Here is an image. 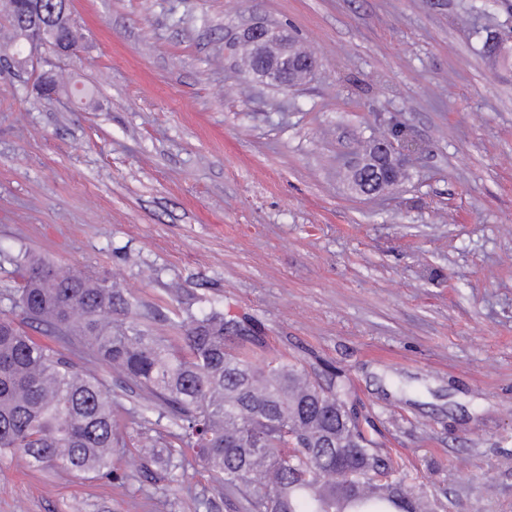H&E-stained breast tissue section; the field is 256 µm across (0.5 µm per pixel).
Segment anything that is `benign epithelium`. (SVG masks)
<instances>
[{"label": "benign epithelium", "mask_w": 512, "mask_h": 512, "mask_svg": "<svg viewBox=\"0 0 512 512\" xmlns=\"http://www.w3.org/2000/svg\"><path fill=\"white\" fill-rule=\"evenodd\" d=\"M14 10L18 12L19 25L15 44L22 50H12L9 59L23 66L36 58V51L43 45L51 46L61 56H72L78 52L79 37L73 29L67 8L48 14L44 0H16ZM256 61L252 69L255 77L267 84L286 73L292 72L302 80L316 67L315 58L308 52L296 48L282 30L258 23L245 33ZM412 152V145L405 140L398 142L386 139L373 142L365 149L364 158L354 169L353 189L361 195L384 192L399 180L404 157Z\"/></svg>", "instance_id": "1"}]
</instances>
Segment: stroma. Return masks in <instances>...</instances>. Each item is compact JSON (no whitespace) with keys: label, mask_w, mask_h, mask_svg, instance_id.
Instances as JSON below:
<instances>
[{"label":"stroma","mask_w":512,"mask_h":512,"mask_svg":"<svg viewBox=\"0 0 512 512\" xmlns=\"http://www.w3.org/2000/svg\"><path fill=\"white\" fill-rule=\"evenodd\" d=\"M76 57L0 56V292L19 250L169 317L253 324L257 360L343 370L378 438L447 512H512V0H69ZM285 29L317 67L258 81L235 47ZM37 69V70H38ZM404 179L352 191L372 140ZM109 477L0 457V512H227L127 452Z\"/></svg>","instance_id":"35a3bbf8"}]
</instances>
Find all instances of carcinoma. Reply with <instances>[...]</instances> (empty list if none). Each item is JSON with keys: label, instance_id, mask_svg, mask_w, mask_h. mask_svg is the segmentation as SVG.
<instances>
[{"label": "carcinoma", "instance_id": "1", "mask_svg": "<svg viewBox=\"0 0 512 512\" xmlns=\"http://www.w3.org/2000/svg\"><path fill=\"white\" fill-rule=\"evenodd\" d=\"M11 311L45 328L70 354L36 343L0 314V453L30 468L76 475L112 470L126 447L104 380L74 361L88 356L141 399V415L170 422L167 440L142 436V457L170 470L194 453L224 486L231 512H438L400 459L350 415L340 372L322 383L298 362L256 365L237 347L243 321L210 308L153 334L155 313L123 289L18 253ZM350 481L336 482V471Z\"/></svg>", "mask_w": 512, "mask_h": 512}]
</instances>
